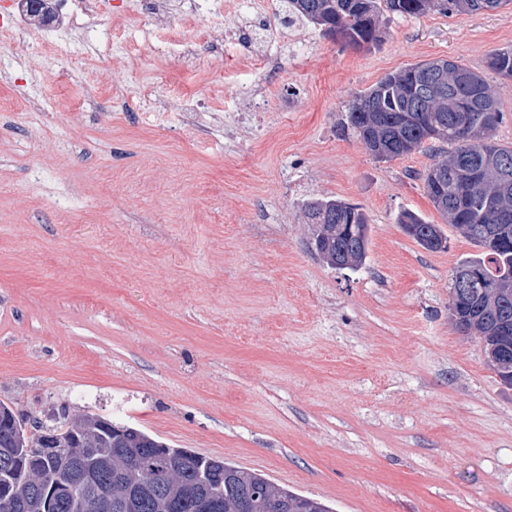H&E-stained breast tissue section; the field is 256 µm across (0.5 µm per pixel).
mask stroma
I'll return each instance as SVG.
<instances>
[{
	"label": "stroma",
	"mask_w": 512,
	"mask_h": 512,
	"mask_svg": "<svg viewBox=\"0 0 512 512\" xmlns=\"http://www.w3.org/2000/svg\"><path fill=\"white\" fill-rule=\"evenodd\" d=\"M99 2L80 33L0 28V401L119 418L336 512H512V386L448 312L475 247L425 193L431 152L380 162L342 131L385 74L485 71L512 47V5L386 16L357 50L303 21L271 42L282 0L261 19L169 0L130 51L113 35H134L140 0ZM146 98L202 99L218 120L190 137L173 113L143 124ZM314 197L363 207V268L312 250ZM406 211L447 251L405 234ZM406 234L411 236L420 246L432 252L446 251L447 238L439 224H429L423 217L413 212L402 213L397 220ZM406 228H404V227ZM442 238V242L432 244V239Z\"/></svg>",
	"instance_id": "1"
}]
</instances>
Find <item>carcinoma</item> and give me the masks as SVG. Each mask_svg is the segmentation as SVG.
<instances>
[{
	"label": "carcinoma",
	"instance_id": "cac0c4a2",
	"mask_svg": "<svg viewBox=\"0 0 512 512\" xmlns=\"http://www.w3.org/2000/svg\"><path fill=\"white\" fill-rule=\"evenodd\" d=\"M512 0H285L289 17L345 35L364 48L380 40L379 18L495 10ZM486 69L512 79V48L492 51ZM498 98L482 72L438 59L410 65L356 94L346 127L385 160L428 148L433 163L422 177L433 207L461 229L480 252L461 259L449 304L498 359L496 375L512 385V146L500 144ZM481 126L485 137L462 139L459 127ZM310 244L334 268L365 264L370 224L362 207L314 198L302 206ZM397 223L420 246L448 249L438 224L405 212ZM52 424L28 422L0 402V486L12 494L0 512H45V487L56 490L54 512H334L321 501L271 482L221 457L173 448L121 420L66 404Z\"/></svg>",
	"mask_w": 512,
	"mask_h": 512
}]
</instances>
